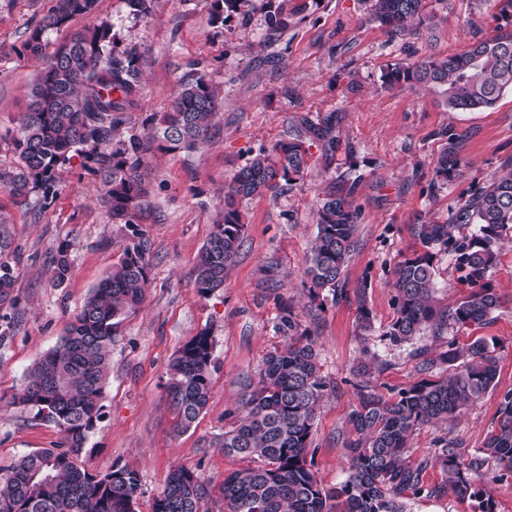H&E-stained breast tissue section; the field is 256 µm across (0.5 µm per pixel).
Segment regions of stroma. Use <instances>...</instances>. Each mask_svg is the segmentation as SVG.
Returning a JSON list of instances; mask_svg holds the SVG:
<instances>
[{
  "instance_id": "stroma-1",
  "label": "stroma",
  "mask_w": 512,
  "mask_h": 512,
  "mask_svg": "<svg viewBox=\"0 0 512 512\" xmlns=\"http://www.w3.org/2000/svg\"><path fill=\"white\" fill-rule=\"evenodd\" d=\"M56 0H0V170L17 158L11 137L19 127L41 60L22 56L31 32ZM295 8L288 28L271 31L266 13L213 19L210 0H153L149 13L126 0H98L93 16L46 31L50 47L77 29L108 23L120 47L142 55V85L135 106L115 133L142 132L148 117L168 111L181 84L204 78L218 92L208 138L195 149L157 151L146 159L148 195L137 216L151 244L150 284L140 308L117 329L105 386L103 417L83 453L102 475L115 465L138 470L142 493L137 512H151L170 471L189 469L220 483L245 468L225 455V431L244 415L242 395L256 384L266 355L282 347L275 324L281 305L310 327L320 373L328 388L317 411L309 450L324 487L347 477L344 441L348 417L359 402L351 370L366 365L377 392L407 387L419 378V351L438 354L449 340L467 344L483 337L501 348L495 387L455 420L427 425L411 442L418 460L441 439L466 452L484 446L504 394L512 392V240L499 244L491 284L500 298L492 320L481 327L435 337L425 332L395 345L383 332L394 316L393 269L417 246L413 228L445 217L460 198L498 174L512 158V93L480 112L448 111L433 90L386 89L388 66L432 55L445 56L489 33L494 0H432V29L390 36L368 20L366 0H288ZM336 113L335 155L311 146L308 168L293 184L244 199L246 226L239 255L222 290L200 294L196 259L224 215V188L259 150L287 138L302 118ZM461 134L460 174L434 186L433 170L443 129ZM51 204L38 194L14 199L0 188V258L14 267V296L7 309L8 336L0 339V468L23 454L53 447L58 429L16 400L27 368L56 344L91 290L111 271L130 236L112 223L100 175L72 158L60 172ZM351 191L360 213L358 246L343 276L347 289L366 287L375 315L370 336L359 338L355 304L333 302L330 292L311 300L303 271L317 233L318 208L329 191ZM68 243L71 274L52 279L60 243ZM215 341L209 402L186 432L175 431L165 388L171 360L200 330Z\"/></svg>"
}]
</instances>
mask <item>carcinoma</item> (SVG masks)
Returning <instances> with one entry per match:
<instances>
[{
    "label": "carcinoma",
    "mask_w": 512,
    "mask_h": 512,
    "mask_svg": "<svg viewBox=\"0 0 512 512\" xmlns=\"http://www.w3.org/2000/svg\"><path fill=\"white\" fill-rule=\"evenodd\" d=\"M97 0H57L53 12L23 44V51L44 61L30 91L27 111L12 138L17 156L14 170L0 171V184L15 198L33 191L43 202L58 192V170L74 156L104 176V199L114 224L132 229V236L112 272L89 294L57 344L28 369L18 402L59 429L61 441L22 455L0 475V512H136L141 489L138 471L115 465L102 476L91 473L80 456L102 419L101 400L108 380L116 328L144 301L149 284L150 244L134 219L147 193L142 165L154 150H190L207 138L216 109V94L203 78L181 86L172 107L150 118L148 129L113 142L116 128L137 101L141 88V55L135 48L117 49L111 27H85L69 42L46 53L45 31L76 16L91 15ZM369 21L395 37L408 24L428 27L434 14L428 0H368ZM496 25L488 35L446 56L398 63L385 74L390 88L424 85L437 89L452 111L474 112L494 107L512 90V0H497ZM252 0H213L212 17L245 16ZM266 21L278 31L288 26V0H265ZM336 114L305 118L286 140L262 149L238 171L224 191V217L215 225L197 260L196 285L203 295L224 287L245 233L239 201L291 183L308 167L309 145L315 141L325 155L336 152ZM432 181L445 186L462 166L460 135L446 129ZM506 172L459 203L443 220L417 224L419 248L393 270L395 312L384 335L396 344L428 330L486 324L500 306L490 276L498 264V242L512 235V159ZM318 231L304 275L312 295L328 289L333 300L355 302L360 336L374 330L375 316L366 289L339 287L356 249L358 209L351 193L325 195L318 211ZM473 224L469 235L460 229ZM453 257L457 281L470 289L448 306L438 298L435 257ZM69 245L58 246L53 281L69 277ZM14 269L0 262V306H12ZM276 331L284 345L269 353L256 387L245 394L246 412L224 433V454L247 467L224 477L219 503L224 512H407V500L451 494L472 502L475 512H494L491 492L481 469L493 465L512 474V392L504 395L491 431L476 455L458 444L442 447L419 461H410L409 442L423 426L448 422L478 402L496 384V344L479 337L433 356L422 353L417 372L424 378L385 396L360 381V403L349 416L352 436L345 441L347 479L326 489L308 460L317 409L327 387L320 375L316 342L300 327L293 311L280 308ZM214 342L206 329L179 350L169 365L168 396L177 414L176 427L187 431L207 405ZM442 374L433 377V373ZM438 467L442 480L425 481ZM213 488L192 471L174 470L154 498L152 512H209ZM335 504H330V501Z\"/></svg>",
    "instance_id": "obj_1"
}]
</instances>
